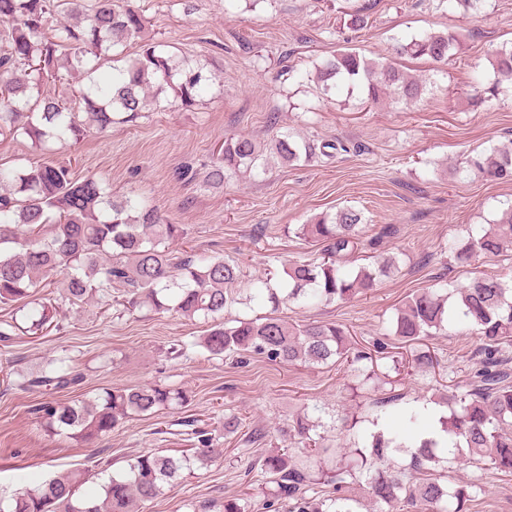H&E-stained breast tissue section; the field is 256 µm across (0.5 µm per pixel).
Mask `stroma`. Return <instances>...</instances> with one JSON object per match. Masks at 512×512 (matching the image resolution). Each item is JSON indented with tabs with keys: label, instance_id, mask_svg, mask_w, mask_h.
<instances>
[{
	"label": "stroma",
	"instance_id": "obj_1",
	"mask_svg": "<svg viewBox=\"0 0 512 512\" xmlns=\"http://www.w3.org/2000/svg\"><path fill=\"white\" fill-rule=\"evenodd\" d=\"M150 23L144 38L165 42L171 54L211 78L194 102L175 101L147 112L134 124H116L54 153L76 175L93 174L114 194L146 200L172 224L188 229L189 248L237 263L246 278L279 272L285 263L319 257L315 244L295 238V225L343 206L366 219L356 253L367 264L379 255H400L398 272L375 288L328 307L283 306L289 322L332 320L349 327L356 347L373 352L406 295L447 280L462 286L472 277L512 276V256L461 268L442 249L464 239L472 224L512 202V181H487L460 172L470 151L512 142V82L482 107L470 101L476 76L493 81L487 58L512 42V0H487L478 13L439 6L438 0H134ZM369 6L367 29L346 27V11ZM457 31L464 43L448 63L402 59L405 70L425 80L428 92L400 108L361 96L322 94L299 72L314 68L342 47L368 57H394L397 39L429 32ZM291 132L317 142L342 141L345 152L287 167L269 163L263 172L226 174L207 180V165L226 137L269 140ZM191 164L195 180L180 168ZM61 333L16 337L0 346V360L37 368L44 358L68 352L84 369L82 387L62 390L70 401L102 387H135L161 382L186 390L179 410H162L125 422L92 446L48 435L35 406L39 394L0 384V496L13 494L22 473L48 478L64 469L87 471L88 488H99L103 463L123 466L144 451L181 454L188 444L167 434L168 424L197 419L215 436L219 454L210 466L183 473L146 503L144 512H190V503L242 494L246 469L260 447L243 446L225 434L224 418L236 415L252 428L274 431L308 405L326 407L330 440H341L344 420L371 419L377 400L394 394L425 400L443 386L461 382L478 360V340L455 333L416 345L389 337L388 349L410 355L430 352L436 367L379 375L370 386L356 385L347 365L272 364L260 358L237 364L232 358H171L173 340L201 335L204 323L170 314L137 312L122 318L99 304L67 306ZM460 481L481 486L470 512H512V476L477 470L460 462Z\"/></svg>",
	"mask_w": 512,
	"mask_h": 512
}]
</instances>
